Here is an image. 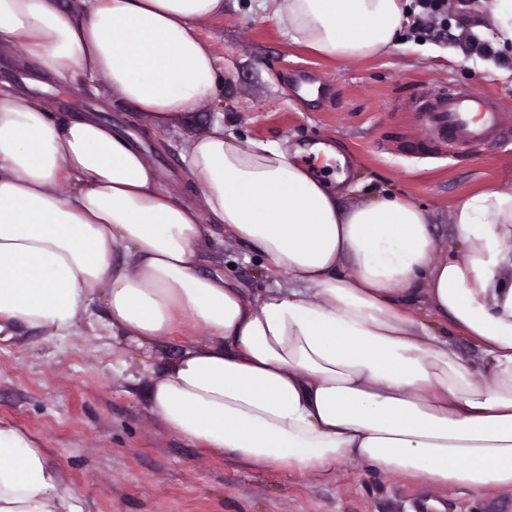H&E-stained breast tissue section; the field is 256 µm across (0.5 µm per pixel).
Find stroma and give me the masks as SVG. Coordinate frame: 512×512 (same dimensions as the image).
<instances>
[{
  "mask_svg": "<svg viewBox=\"0 0 512 512\" xmlns=\"http://www.w3.org/2000/svg\"><path fill=\"white\" fill-rule=\"evenodd\" d=\"M447 24L440 37L407 24L380 54L329 60L292 42L271 0H224L223 15L196 28L219 58L224 88L196 107L190 124L157 134L144 133L133 105L112 101L101 80L76 91L48 80L30 93L138 137L164 183L191 203L185 141L223 115L241 141L285 140L305 149L318 174L344 172L345 205L383 191L412 200L431 220L435 257L444 258L451 208L486 186L512 190V140L452 156L428 126L430 98L453 85L493 92L512 125V57L492 48L495 21L477 0H448ZM300 71L316 77L317 96L296 93ZM208 250L251 294L286 279L234 239L211 241ZM176 353L160 348L147 370L125 338L97 325L66 338L18 328L0 339V422L44 442L84 512H414L424 491L447 512H512L511 490L475 495L358 461L300 476L210 454L166 432L151 412L150 372Z\"/></svg>",
  "mask_w": 512,
  "mask_h": 512,
  "instance_id": "1",
  "label": "stroma"
}]
</instances>
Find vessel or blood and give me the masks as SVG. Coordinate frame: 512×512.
Returning a JSON list of instances; mask_svg holds the SVG:
<instances>
[{
	"label": "vessel or blood",
	"mask_w": 512,
	"mask_h": 512,
	"mask_svg": "<svg viewBox=\"0 0 512 512\" xmlns=\"http://www.w3.org/2000/svg\"><path fill=\"white\" fill-rule=\"evenodd\" d=\"M429 123L449 150H477L512 139L495 99L473 87L451 88L433 97Z\"/></svg>",
	"instance_id": "1"
}]
</instances>
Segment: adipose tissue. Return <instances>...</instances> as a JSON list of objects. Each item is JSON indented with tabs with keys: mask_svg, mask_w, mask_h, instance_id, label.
Segmentation results:
<instances>
[{
	"mask_svg": "<svg viewBox=\"0 0 512 512\" xmlns=\"http://www.w3.org/2000/svg\"><path fill=\"white\" fill-rule=\"evenodd\" d=\"M291 40L329 59L392 46L402 0H273ZM224 0H0V47L21 45L64 88L104 79L153 132L222 88L196 32ZM200 204L180 201L137 143L91 114L59 117L0 87V334L102 328L144 358L164 429L246 467L306 475L349 460L435 486L512 490V191L448 214L461 244L435 258L425 213L388 194L344 206L288 143H242L215 120L185 144ZM231 236L288 279L249 296L210 240ZM476 344V377L448 336ZM201 335H190L187 321ZM0 512H82L42 441L0 423Z\"/></svg>",
	"mask_w": 512,
	"mask_h": 512,
	"instance_id": "obj_1",
	"label": "adipose tissue"
}]
</instances>
